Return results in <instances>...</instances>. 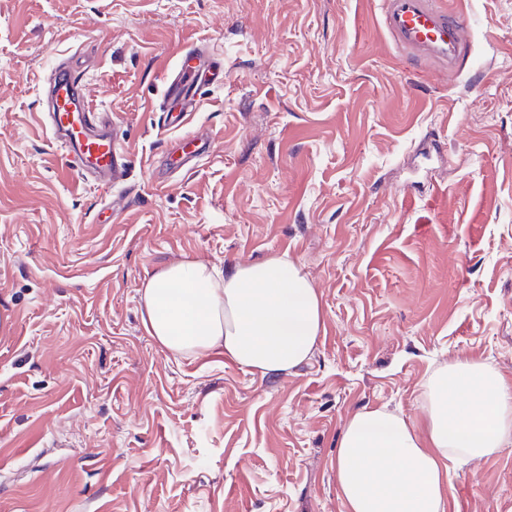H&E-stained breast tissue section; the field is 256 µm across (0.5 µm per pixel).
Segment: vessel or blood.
Wrapping results in <instances>:
<instances>
[{
    "label": "vessel or blood",
    "mask_w": 512,
    "mask_h": 512,
    "mask_svg": "<svg viewBox=\"0 0 512 512\" xmlns=\"http://www.w3.org/2000/svg\"><path fill=\"white\" fill-rule=\"evenodd\" d=\"M382 25L396 49L446 68L456 67L467 45V31L456 13L440 0H383ZM209 61L195 47L182 51L176 77L164 80L166 124L187 122L202 100L197 75ZM50 126L65 168L78 177L112 189L128 171V158L119 146L118 130L106 113L92 106L86 84L74 71H55L49 87Z\"/></svg>",
    "instance_id": "obj_1"
}]
</instances>
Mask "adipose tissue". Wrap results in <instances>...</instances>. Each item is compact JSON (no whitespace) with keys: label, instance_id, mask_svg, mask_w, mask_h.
<instances>
[{"label":"adipose tissue","instance_id":"adipose-tissue-1","mask_svg":"<svg viewBox=\"0 0 512 512\" xmlns=\"http://www.w3.org/2000/svg\"><path fill=\"white\" fill-rule=\"evenodd\" d=\"M150 336L175 355L214 349L261 374L308 360L323 325L321 297L287 256L227 273L187 260L139 289ZM424 431L383 408L346 422L336 451L344 512H448L449 463L512 443V383L480 358L434 370L420 396Z\"/></svg>","mask_w":512,"mask_h":512}]
</instances>
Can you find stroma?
<instances>
[{"instance_id":"obj_1","label":"stroma","mask_w":512,"mask_h":512,"mask_svg":"<svg viewBox=\"0 0 512 512\" xmlns=\"http://www.w3.org/2000/svg\"><path fill=\"white\" fill-rule=\"evenodd\" d=\"M445 2L454 73L393 48L382 0H0V512H343L356 411L420 422L455 358L512 382V0ZM194 44L224 82L171 129ZM74 57L130 159L117 199L41 116ZM279 255L322 295L292 372L148 334L147 274ZM448 512H512V445L451 466Z\"/></svg>"}]
</instances>
